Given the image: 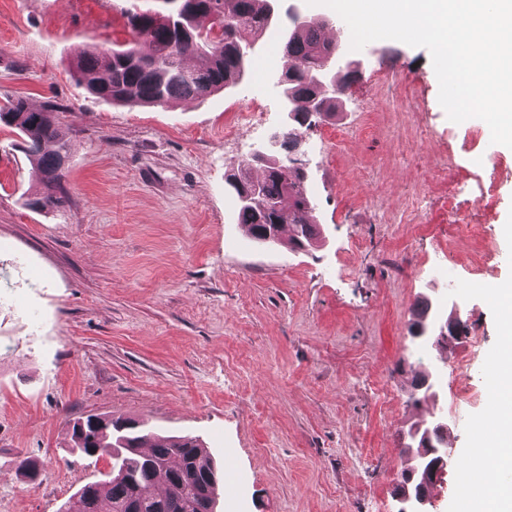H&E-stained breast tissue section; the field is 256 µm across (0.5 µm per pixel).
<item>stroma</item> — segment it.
<instances>
[{"mask_svg":"<svg viewBox=\"0 0 512 512\" xmlns=\"http://www.w3.org/2000/svg\"><path fill=\"white\" fill-rule=\"evenodd\" d=\"M156 0H0V99L57 105L69 148L62 205L46 195L17 129L0 126V512H58L105 478L109 452L66 446L71 421L133 418L199 437L240 481L219 512H397L421 298L460 307L466 342L444 361L438 406L454 466L432 512H458L459 468L493 408L484 374L498 346L488 291L512 280V149L481 119H448L429 51L395 40L350 48L329 7L280 0L341 31L355 71L336 116L297 128L324 240L309 251L250 244L234 165L288 125L267 77L273 35L236 85L165 107L110 104L75 80L77 49L130 38L125 13ZM259 125L225 138L235 111ZM346 132L334 145L333 131ZM477 236H461V224ZM35 460L25 479L19 465Z\"/></svg>","mask_w":512,"mask_h":512,"instance_id":"obj_1","label":"stroma"}]
</instances>
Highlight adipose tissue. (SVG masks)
I'll return each mask as SVG.
<instances>
[{"label": "adipose tissue", "mask_w": 512, "mask_h": 512, "mask_svg": "<svg viewBox=\"0 0 512 512\" xmlns=\"http://www.w3.org/2000/svg\"><path fill=\"white\" fill-rule=\"evenodd\" d=\"M500 337L497 351L496 401L488 419L490 443L479 444L477 457L489 459L496 478L481 483L471 493V512H512V289L497 297Z\"/></svg>", "instance_id": "ef3b65f1"}]
</instances>
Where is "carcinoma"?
Instances as JSON below:
<instances>
[{"label":"carcinoma","mask_w":512,"mask_h":512,"mask_svg":"<svg viewBox=\"0 0 512 512\" xmlns=\"http://www.w3.org/2000/svg\"><path fill=\"white\" fill-rule=\"evenodd\" d=\"M278 0H179L178 10L160 22L150 9L126 14L131 40L121 50L98 52L81 49L73 58L79 85L92 96L112 104L165 107L182 99H202L223 91L239 81L253 64L250 46L278 21ZM324 22L293 17V28L281 30L278 39L288 75V101L293 117L280 147H298L295 125L313 118H330L342 104L345 82L336 73L323 71L331 44L321 38ZM57 107L40 109L22 98H9L0 105V123L18 129L25 150L32 157L39 180L64 193L68 160L66 133L53 118ZM260 179L240 168L249 192L238 204L239 223L262 244L283 242L281 232L288 225L287 244L295 248L314 247L323 239L315 222L314 206L304 177L297 169L275 163L262 166ZM427 373L416 370L409 398L424 397ZM90 445L76 440L71 426L70 448L93 455L99 448L112 449L115 475L104 485L88 483L68 501L61 512H100L107 500L110 512H216L218 486H209L204 473L215 465L200 439L192 436L152 438L143 424L99 415Z\"/></svg>","instance_id":"carcinoma-1"}]
</instances>
